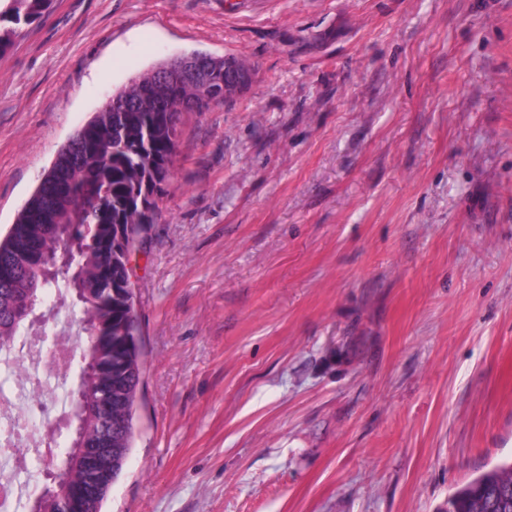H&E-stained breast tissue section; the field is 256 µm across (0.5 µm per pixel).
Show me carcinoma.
I'll return each mask as SVG.
<instances>
[{
  "label": "carcinoma",
  "mask_w": 512,
  "mask_h": 512,
  "mask_svg": "<svg viewBox=\"0 0 512 512\" xmlns=\"http://www.w3.org/2000/svg\"><path fill=\"white\" fill-rule=\"evenodd\" d=\"M0 9V57L24 29L41 21L54 0H6ZM206 72L196 82L160 85L156 76L178 71L167 63L135 79L112 95L62 146L35 193L22 206L15 223L0 237V350L13 349L30 316L57 309L67 294L81 304L79 331L81 369L72 411L92 442L108 429L112 434V467L101 475V492L88 498L91 512L101 506L119 479L132 449L134 411L141 380L139 325L130 270L125 254L145 242L155 223L157 200L168 182L184 112H203L243 91L228 87L229 71L250 65L238 57H207ZM83 239L69 264L40 274L31 261L32 245L58 255ZM125 398L116 425L102 416L107 393ZM68 467L76 481L85 479L81 447L72 433L59 441L49 477ZM452 512H512V462L497 465L459 487L448 497Z\"/></svg>",
  "instance_id": "1"
}]
</instances>
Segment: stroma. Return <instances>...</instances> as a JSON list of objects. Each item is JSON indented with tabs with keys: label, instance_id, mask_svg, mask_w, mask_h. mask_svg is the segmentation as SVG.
<instances>
[{
	"label": "stroma",
	"instance_id": "35a3bbf8",
	"mask_svg": "<svg viewBox=\"0 0 512 512\" xmlns=\"http://www.w3.org/2000/svg\"><path fill=\"white\" fill-rule=\"evenodd\" d=\"M182 115L103 512H445L512 461V0H55L0 58V232L131 78Z\"/></svg>",
	"mask_w": 512,
	"mask_h": 512
}]
</instances>
